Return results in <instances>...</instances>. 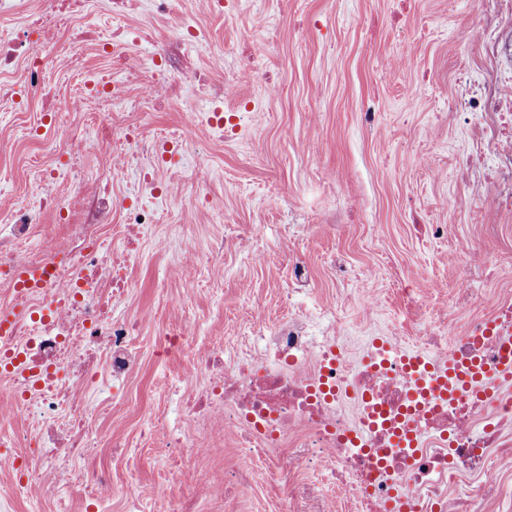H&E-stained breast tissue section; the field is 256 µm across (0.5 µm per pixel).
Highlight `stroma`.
Listing matches in <instances>:
<instances>
[{
	"instance_id": "1",
	"label": "stroma",
	"mask_w": 512,
	"mask_h": 512,
	"mask_svg": "<svg viewBox=\"0 0 512 512\" xmlns=\"http://www.w3.org/2000/svg\"><path fill=\"white\" fill-rule=\"evenodd\" d=\"M480 0H237L224 15L209 0H175L168 14L142 0L114 19L108 0H92L88 21L102 32L121 26L135 33L128 51L145 60L165 54L180 20L192 19L210 42L181 53L179 96L157 85L151 72L124 85L140 102L135 118L149 133L182 123V100L193 96L203 72L223 85L222 96L199 102V129L186 146H173L153 174L160 186L150 199L154 226L143 236L128 271L130 288L112 304L114 316L137 322L132 338L140 364L129 379H104L83 401L92 415L94 452L112 482L109 497L44 473V489L21 496L22 472L0 471V512H168L159 484L194 492L201 512H283L284 484L255 462L232 430L210 450L183 461L174 448L149 438L153 429L183 431L185 373L198 348L221 346L225 359L262 354L270 328L302 313L313 331L332 336L353 364L366 340L381 336L402 351L416 348L422 329L407 323L416 296L425 319L435 320L446 342L465 324L512 296V213L488 234L490 190L462 180V162L484 141L456 105L466 78H479L483 34L457 37L470 26ZM255 40L269 43L256 68L241 58ZM107 64L87 48L71 65L59 46L52 93H76V69ZM379 114L366 126L362 113ZM240 116L217 129L209 112ZM39 96L0 109V221L31 202L37 183L32 158L62 167L58 137L41 119ZM84 165L106 174L116 203L112 243L124 241V210L137 205L140 176L101 150ZM261 236L249 235L252 225ZM193 266L180 265L183 254ZM309 284L297 285L294 265ZM475 298L455 305L460 275ZM380 302L365 313L363 300ZM194 334L181 356L167 354L163 334L176 326ZM253 467L243 494L218 503L196 486L197 472ZM294 482L312 487L325 512H356L336 486L330 465L301 469Z\"/></svg>"
}]
</instances>
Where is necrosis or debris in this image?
<instances>
[{
	"label": "necrosis or debris",
	"instance_id": "4bbe7bcc",
	"mask_svg": "<svg viewBox=\"0 0 512 512\" xmlns=\"http://www.w3.org/2000/svg\"><path fill=\"white\" fill-rule=\"evenodd\" d=\"M503 0H482L479 10L486 56L485 77L464 101L472 120L487 136L482 155L490 167L491 213L512 210V77L499 73L502 42L492 15ZM89 0H38L28 12L25 0H0V71L12 69L27 55L22 36L28 26L67 35L72 58L88 45L106 50L107 74L80 77L83 99L96 101L85 127L62 122L59 150L82 159L89 144L88 129L111 126L110 146L124 163L138 159L141 134L120 122L115 111L130 108L113 74L133 77L137 69L123 50L121 34L101 37L95 27H76ZM73 195L81 207L59 231L66 243L33 253L28 243L35 215L59 212L66 204L42 191L32 204L14 208L11 221L0 225V288L7 306L47 307L52 317H32L18 323L1 344L17 350L22 361L0 377V400L26 410L45 443L43 466L66 464L78 455L87 461L79 478L100 493L111 485L91 461L87 408L81 396L103 376L127 379L139 358L130 336L134 324L112 315V301L128 288L127 269L137 260L134 237L152 221L149 205L128 209L129 242L113 250L106 233L114 203L97 190L98 179L78 170L70 175ZM39 270L41 288L18 287L20 269ZM512 342V303L503 302L491 316L472 318L451 347L426 328L421 356L425 361L449 358L463 363L479 360L488 372L502 363L501 349ZM331 336L316 337L308 317L298 315L272 328L261 356L225 360L221 350L198 351L186 377L199 386L187 399L186 422L191 429L236 430L245 448L287 447L281 467L294 471L312 458L330 462L338 486L355 503L357 512H381L386 501L403 498L406 512H484L498 504L512 512V496L501 494V474L491 459H512V396L470 393L444 399L436 395V373L416 370L402 351L371 348L368 360L352 365L335 352ZM355 400L357 419L348 423L336 406L337 394ZM478 476L473 492L449 498L448 480Z\"/></svg>",
	"mask_w": 512,
	"mask_h": 512
}]
</instances>
